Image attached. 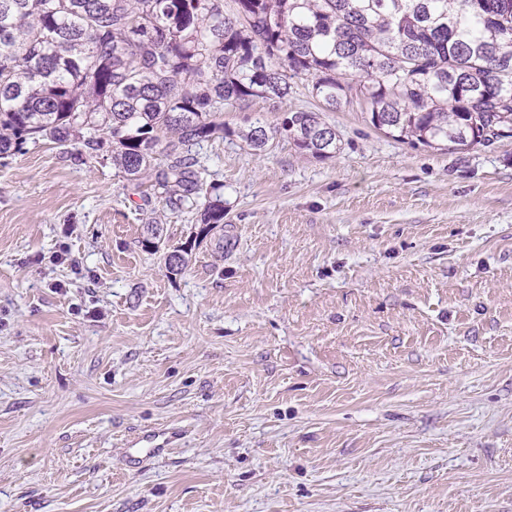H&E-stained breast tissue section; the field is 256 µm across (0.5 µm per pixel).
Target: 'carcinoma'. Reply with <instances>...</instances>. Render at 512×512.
Segmentation results:
<instances>
[{
  "instance_id": "carcinoma-1",
  "label": "carcinoma",
  "mask_w": 512,
  "mask_h": 512,
  "mask_svg": "<svg viewBox=\"0 0 512 512\" xmlns=\"http://www.w3.org/2000/svg\"><path fill=\"white\" fill-rule=\"evenodd\" d=\"M359 100L374 128L459 152L512 138V0H0V159L51 141L112 160L166 207L224 224L198 148L283 135L317 158L336 132L312 111L234 131L224 110L284 99ZM189 262L177 246L165 265Z\"/></svg>"
}]
</instances>
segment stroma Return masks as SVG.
<instances>
[{
	"mask_svg": "<svg viewBox=\"0 0 512 512\" xmlns=\"http://www.w3.org/2000/svg\"><path fill=\"white\" fill-rule=\"evenodd\" d=\"M290 110L320 111L298 86L224 122ZM321 113L331 158L203 144L205 238L73 146L0 159V512H512V139ZM152 222L192 243L181 272ZM166 425L181 443L127 466ZM182 439V432L172 427L143 430L128 441L127 460L130 464H137L146 457H159Z\"/></svg>",
	"mask_w": 512,
	"mask_h": 512,
	"instance_id": "stroma-1",
	"label": "stroma"
}]
</instances>
